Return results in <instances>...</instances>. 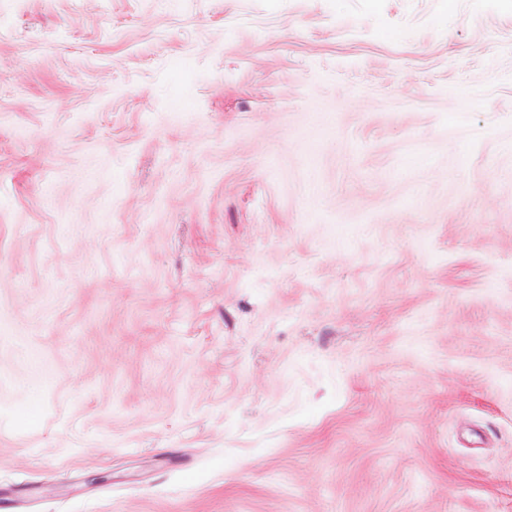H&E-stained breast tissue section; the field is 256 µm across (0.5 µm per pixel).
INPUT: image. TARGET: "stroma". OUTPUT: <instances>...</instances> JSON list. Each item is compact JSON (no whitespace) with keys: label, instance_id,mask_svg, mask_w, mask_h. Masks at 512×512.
<instances>
[{"label":"stroma","instance_id":"35a3bbf8","mask_svg":"<svg viewBox=\"0 0 512 512\" xmlns=\"http://www.w3.org/2000/svg\"><path fill=\"white\" fill-rule=\"evenodd\" d=\"M0 512H512V5L0 0Z\"/></svg>","mask_w":512,"mask_h":512}]
</instances>
